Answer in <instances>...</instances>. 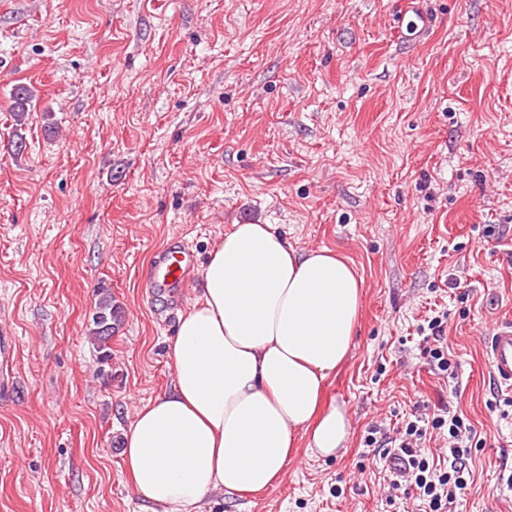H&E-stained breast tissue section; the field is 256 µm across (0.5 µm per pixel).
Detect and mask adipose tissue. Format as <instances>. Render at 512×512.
<instances>
[{
    "mask_svg": "<svg viewBox=\"0 0 512 512\" xmlns=\"http://www.w3.org/2000/svg\"><path fill=\"white\" fill-rule=\"evenodd\" d=\"M199 283L170 346L173 384L136 412L122 452L137 495L163 512H198L220 488H275L298 448L335 458L352 433L347 409L323 402L359 317L362 280L346 259L236 224Z\"/></svg>",
    "mask_w": 512,
    "mask_h": 512,
    "instance_id": "adipose-tissue-1",
    "label": "adipose tissue"
}]
</instances>
